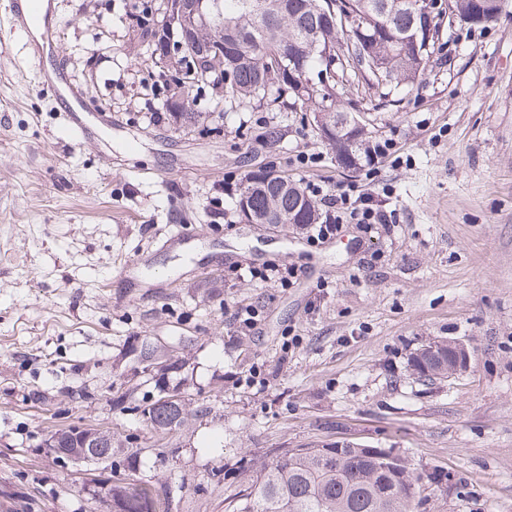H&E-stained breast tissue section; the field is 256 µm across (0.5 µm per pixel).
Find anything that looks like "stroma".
I'll return each instance as SVG.
<instances>
[{
    "label": "stroma",
    "mask_w": 512,
    "mask_h": 512,
    "mask_svg": "<svg viewBox=\"0 0 512 512\" xmlns=\"http://www.w3.org/2000/svg\"><path fill=\"white\" fill-rule=\"evenodd\" d=\"M53 2L51 57L92 134L70 131L23 38L0 41V512H107L88 465L45 444L73 423L111 430L114 474L165 487L171 512H224L241 468L339 441L440 469L448 490L419 512H512V0L443 32L398 102L337 85L389 145L354 173L305 110L232 109L208 89V120L174 123L141 0ZM265 168L371 193L392 234L346 224L317 243L242 222L240 178ZM270 264L301 273L251 276ZM245 308L254 325L234 320ZM442 338L466 344V371L418 379L413 353ZM174 386L186 415L165 437L112 407Z\"/></svg>",
    "instance_id": "obj_1"
}]
</instances>
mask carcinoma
I'll list each match as a JSON object with an SVG mask.
<instances>
[{
  "mask_svg": "<svg viewBox=\"0 0 512 512\" xmlns=\"http://www.w3.org/2000/svg\"><path fill=\"white\" fill-rule=\"evenodd\" d=\"M378 0H171L175 8L196 9L197 27L174 28L182 44L181 60L189 66L183 92L197 98L205 86L224 90L230 105L261 107L311 104L313 111L339 112L331 149L359 169L370 150L367 133L348 123L345 108L336 105V81L322 82V66L344 58L342 70L386 99L416 83L427 70L438 35L424 30L418 19L419 0H404L396 10L374 7ZM150 37L168 32L147 14L136 18ZM417 34V42L407 36ZM224 42L223 59L213 48ZM381 59L388 71L378 78L370 60ZM180 124H197L203 113L174 104ZM237 206L247 224H312L315 202L302 184L288 175L252 172L240 183ZM420 378L444 377L448 347L422 353ZM387 458L349 448H281L270 461L242 474L240 484L224 496V512H415L424 500L414 489L434 492L439 479L413 467L403 456ZM112 512H150L165 490L134 474L112 477L107 488Z\"/></svg>",
  "mask_w": 512,
  "mask_h": 512,
  "instance_id": "obj_1",
  "label": "carcinoma"
}]
</instances>
